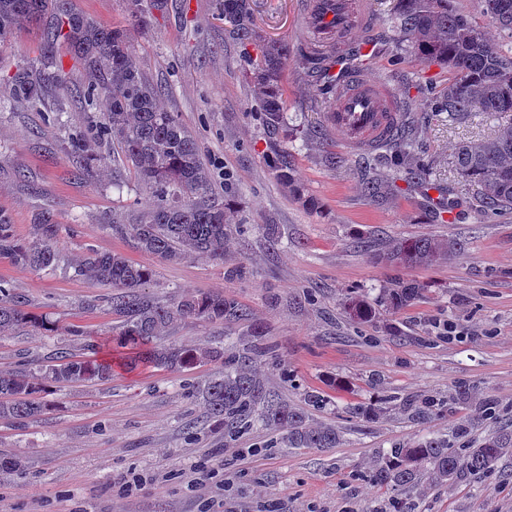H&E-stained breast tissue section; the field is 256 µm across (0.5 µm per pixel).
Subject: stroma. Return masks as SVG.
Wrapping results in <instances>:
<instances>
[{
  "instance_id": "stroma-1",
  "label": "stroma",
  "mask_w": 512,
  "mask_h": 512,
  "mask_svg": "<svg viewBox=\"0 0 512 512\" xmlns=\"http://www.w3.org/2000/svg\"><path fill=\"white\" fill-rule=\"evenodd\" d=\"M303 0H249L266 38L294 42ZM106 25L129 27L148 79L165 91V107L197 139L217 187L235 208L243 236L233 237L224 261L196 257L170 263L112 234L103 220L146 211L148 192L111 157L103 175L80 174L72 140L91 128L83 109L85 72L64 45L55 54L67 89L47 87L32 109L12 97L18 70L39 68L48 30L34 26L0 48V211L19 236L45 216L60 226V266L53 273L20 269L0 259V280L26 295L32 312L57 332L0 337V370H32L55 347L83 355L75 326L97 337L115 333L120 318L110 288L74 277L72 264L88 251L118 252L152 268L146 295L221 292L240 302L249 320L221 324L189 320L169 329L175 344L249 341L252 326L269 348L259 369L269 390L293 404L321 396L314 422L335 426L339 447H279L272 431L254 426L235 440L211 430L195 393L222 370L207 363L189 371L114 366L111 380L63 385L48 394L50 413L18 428L0 422V451L16 454L25 471L0 475V512H512V464L452 487L415 489L394 498L371 479V461L393 442L447 433L468 418L451 403L458 386L497 403L477 436L512 419V209L478 214V187L453 167L456 147L493 135L484 112L462 123L428 112L431 91L449 74L414 53L394 61L395 0H369L373 37L384 47L368 70L388 76L409 104L420 159L433 173L430 189L409 183L393 148L371 160L348 155L342 135L306 133L329 107L319 81L290 53L284 70V122L268 131L245 79L247 48L229 31L218 0H167L148 27L131 26L129 0H71ZM286 148L300 189L292 194L271 169L272 144ZM336 164H328L327 154ZM393 181V195L374 201L361 190L367 170ZM127 182L113 188L114 179ZM454 236L465 243L454 259L430 266L388 267L377 253L397 239ZM424 286L421 298L384 313L382 323L349 320L348 293L375 301L381 287ZM455 335L445 336V325ZM397 396L433 400L418 420L385 410L375 421L350 417L358 404ZM209 478L197 483L198 471Z\"/></svg>"
}]
</instances>
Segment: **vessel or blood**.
I'll return each instance as SVG.
<instances>
[{
	"label": "vessel or blood",
	"instance_id": "vessel-or-blood-1",
	"mask_svg": "<svg viewBox=\"0 0 512 512\" xmlns=\"http://www.w3.org/2000/svg\"><path fill=\"white\" fill-rule=\"evenodd\" d=\"M373 25L366 0H305L296 34L302 50L315 52L321 71L332 77L324 124L345 134L356 157L393 144L405 118L406 101L396 88L365 76L378 53Z\"/></svg>",
	"mask_w": 512,
	"mask_h": 512
}]
</instances>
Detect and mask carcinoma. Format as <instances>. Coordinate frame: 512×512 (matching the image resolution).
Instances as JSON below:
<instances>
[{
  "instance_id": "cac0c4a2",
  "label": "carcinoma",
  "mask_w": 512,
  "mask_h": 512,
  "mask_svg": "<svg viewBox=\"0 0 512 512\" xmlns=\"http://www.w3.org/2000/svg\"><path fill=\"white\" fill-rule=\"evenodd\" d=\"M484 16L499 28L512 32V0H484ZM220 11L240 40L258 44L259 55L252 61L248 79L266 127L273 130L283 119V73L288 45L267 40L258 32L249 0H220ZM163 0H130L134 22L147 25L152 11ZM51 19L48 45L61 41L86 70L87 99L102 98L107 107L97 139H79L74 152L81 172L100 174L106 158L98 142H112V150L132 171L137 186L148 190L154 202L143 214H128L112 221V233L128 237L143 252L177 263L190 257L224 259L229 236L237 230L235 210L224 195L213 188L212 173L201 156L195 138L178 115L164 106L162 91L147 78L130 42L128 29L103 26L77 9L70 0H0V46L18 31ZM401 35L398 50L413 51L448 68V87L430 103L433 112H446L458 119L470 112H488L497 117L493 137L459 144L454 153L458 174L480 187L485 204L494 209L512 207V48L503 50L491 43L484 26L456 11L451 0H397L394 12ZM66 87L63 66L31 80L25 73L14 77L17 98L34 104L44 84ZM413 143L401 144L408 174L420 186L427 184L429 170L410 155ZM273 171L280 184L292 193L295 185L288 150L274 148ZM59 225L48 216L30 225L28 238L16 234L10 217L0 212V257L18 268L53 272L59 262ZM464 249L460 239L415 238L393 243L376 260L389 266L431 265L446 261ZM73 276L114 290L109 299L121 318L116 347L127 350L123 366L134 370L153 365L171 370L191 369L200 364L220 362L221 374L212 377L201 390L204 419L233 439L256 422L280 434L288 448H335L340 431L313 422L307 411L291 405L266 388L257 361L266 353L258 328L246 347L225 352L208 344L188 347L161 343L167 329L177 322H239L249 313L238 301L222 293L173 296L165 301L142 293L151 270L129 261L119 253L91 251L78 260ZM424 291L418 284L382 288L380 305L399 310ZM349 317L364 322L376 318L361 295L348 294L344 302ZM28 328L36 333L54 331L53 324L29 310L28 299L0 282V336ZM112 378V362L96 358L79 359L65 348L46 357L35 372L0 370V421L18 427L40 418L48 410L41 394L64 384L104 382ZM454 401L471 408L480 420L493 410V402L472 397L459 388ZM383 408L358 404L349 410L353 417L370 422ZM463 442L451 449L449 439ZM451 438L429 436L403 441L381 452L374 461L372 480L395 494L425 483L430 487L451 486L469 477L495 471L512 459V426L483 438H471V424L461 421Z\"/></svg>"
}]
</instances>
